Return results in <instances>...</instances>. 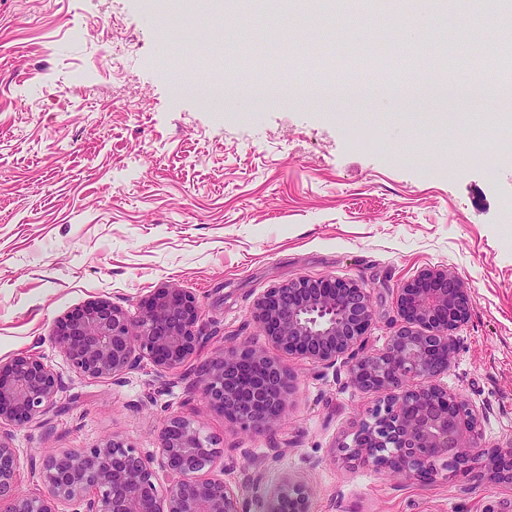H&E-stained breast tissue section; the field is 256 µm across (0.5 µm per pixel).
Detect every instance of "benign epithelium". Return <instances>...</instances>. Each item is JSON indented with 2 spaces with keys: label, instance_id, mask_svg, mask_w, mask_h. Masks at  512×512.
<instances>
[{
  "label": "benign epithelium",
  "instance_id": "1",
  "mask_svg": "<svg viewBox=\"0 0 512 512\" xmlns=\"http://www.w3.org/2000/svg\"><path fill=\"white\" fill-rule=\"evenodd\" d=\"M470 289L446 269H429L398 291L396 327L379 349L363 347L374 310L355 282L292 279L258 296L251 314L268 342L286 355L334 366L346 360L351 383L377 395L339 444L348 465L387 469L405 480L480 475L512 484V445L485 455L479 408L436 379L451 365V331L468 320ZM197 298L173 285L157 288L133 315L106 300L65 314L55 341L73 369L116 382L144 360L157 373L181 369L200 336ZM202 398L256 433L271 431L284 411L288 365L265 349L220 350L197 369ZM61 381L38 355L0 362V501L18 477L11 428L38 424ZM222 449L197 422L168 417L158 453L145 455L115 438L82 451L49 455L34 466L47 492L13 496L0 512H242L240 499L214 473ZM164 478V499L156 482ZM288 512H307L309 491L284 487Z\"/></svg>",
  "mask_w": 512,
  "mask_h": 512
}]
</instances>
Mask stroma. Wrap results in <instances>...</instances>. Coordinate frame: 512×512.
Here are the masks:
<instances>
[{"mask_svg": "<svg viewBox=\"0 0 512 512\" xmlns=\"http://www.w3.org/2000/svg\"><path fill=\"white\" fill-rule=\"evenodd\" d=\"M199 0H121L137 34L132 78L113 91L105 55L112 28L102 0H0V359L35 353L62 387L38 425L16 427L12 444L22 495L44 492L32 466L119 438L156 454L173 414L187 416L223 450L224 477L244 512H263L287 480L309 489V512H512V487L463 478L408 482L352 468L338 444L373 397L344 363L291 356L288 407L273 430L241 429L200 395L196 363L219 349L262 345L250 310L267 288L296 278L355 281L375 320L367 349L395 324L398 288L427 269H450L470 287L468 321L441 386L483 412V443L512 444V96L465 107L437 95L311 92L305 66L225 81L198 66L199 52L234 54L241 29L267 51L290 37L295 54L378 42L428 48L420 81L443 63L436 46L462 30L468 0H408L392 21L390 0L358 33L324 27L319 11L253 0L245 27L194 20ZM434 23L415 27L421 8ZM83 42L68 40L72 28ZM89 70L92 88L69 83ZM230 85L221 105L194 88ZM482 117L481 161L460 170L449 117ZM408 161L388 164L397 147ZM498 167L487 180L484 167ZM172 282L203 304L192 362L159 376L150 363L115 382L76 373L53 339L57 321L96 300L137 311Z\"/></svg>", "mask_w": 512, "mask_h": 512, "instance_id": "obj_1", "label": "stroma"}]
</instances>
